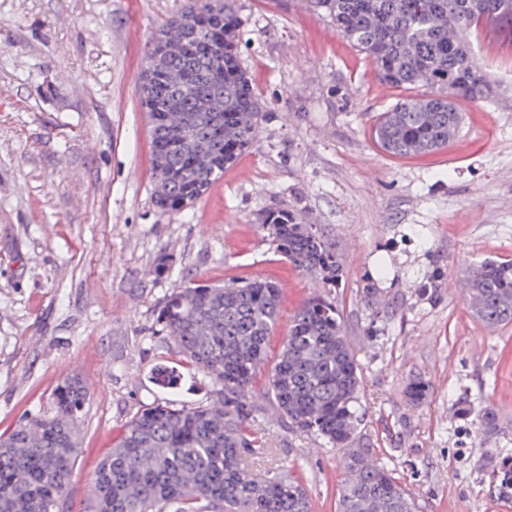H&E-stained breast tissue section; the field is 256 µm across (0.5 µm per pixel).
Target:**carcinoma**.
Listing matches in <instances>:
<instances>
[{"instance_id":"obj_1","label":"carcinoma","mask_w":512,"mask_h":512,"mask_svg":"<svg viewBox=\"0 0 512 512\" xmlns=\"http://www.w3.org/2000/svg\"><path fill=\"white\" fill-rule=\"evenodd\" d=\"M372 63L377 79L405 93L375 116L372 140L394 157H422L448 147L461 131L459 100L485 101L495 85L471 43L490 27L512 22V0H309ZM455 35L448 36V30ZM238 0H185L148 42L138 75L153 161L152 195L162 212L193 203L257 140L267 119L240 56ZM425 87L424 93L417 89ZM260 224L297 269L324 288L342 279L336 251L311 224L269 207ZM464 288L474 317L488 327L512 322V260L485 261ZM281 303L279 285L255 277L216 285L178 286L158 318L177 352L216 386L202 405L156 403L127 422L99 465L82 512H311L295 478L258 473L243 458L258 452L250 390L265 370ZM267 371V370H265ZM359 363L336 302L309 297L293 315L267 371V391L288 426L343 450L338 512H415L405 488L353 447L362 418ZM428 383L406 387L412 404ZM88 400L71 376L53 394V413L27 415L0 433V512H68L67 496ZM512 500V461L494 477Z\"/></svg>"}]
</instances>
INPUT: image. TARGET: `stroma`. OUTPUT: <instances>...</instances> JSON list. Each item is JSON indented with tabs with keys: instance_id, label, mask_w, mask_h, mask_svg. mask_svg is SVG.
Listing matches in <instances>:
<instances>
[{
	"instance_id": "35a3bbf8",
	"label": "stroma",
	"mask_w": 512,
	"mask_h": 512,
	"mask_svg": "<svg viewBox=\"0 0 512 512\" xmlns=\"http://www.w3.org/2000/svg\"><path fill=\"white\" fill-rule=\"evenodd\" d=\"M239 2L242 63L268 118L205 195L163 213L137 77L156 27L184 0H0V433L52 413L58 384L80 376L89 400L70 503L81 512L138 411L215 395L158 320L172 288L274 278L278 350L320 285L262 230L260 212L277 204L324 227L343 265L334 297L361 368L357 445L400 479L416 512H512L491 483L512 458V323L484 326L458 286L474 265L512 257V26L473 44L497 96L459 101L464 125L447 149L395 158L371 125L399 93L381 89L327 17L306 0ZM161 363L178 372L176 388L157 385ZM416 377L430 388L412 404ZM252 396L264 451L251 469L290 474L312 512H337L342 451L290 430L265 378ZM487 411L495 429L480 424Z\"/></svg>"
}]
</instances>
